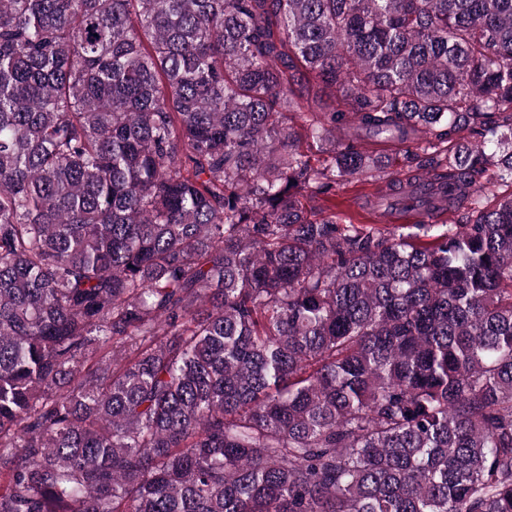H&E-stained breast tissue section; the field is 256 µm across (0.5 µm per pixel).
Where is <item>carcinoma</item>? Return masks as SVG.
<instances>
[{
  "instance_id": "1",
  "label": "carcinoma",
  "mask_w": 512,
  "mask_h": 512,
  "mask_svg": "<svg viewBox=\"0 0 512 512\" xmlns=\"http://www.w3.org/2000/svg\"><path fill=\"white\" fill-rule=\"evenodd\" d=\"M490 167L512 0H0V512H512ZM342 136L346 139L356 138L362 147L373 154H381L385 156L395 157L401 150L402 146L394 143H377L373 138L365 136L363 133L356 132L353 128H348L343 131ZM382 179L364 176L355 179H346L336 184L333 195L310 197L306 201L308 209L316 215L335 214L336 220L344 223L352 221L354 224H412V222L382 223L380 211L373 212L363 208L367 199H375Z\"/></svg>"
}]
</instances>
